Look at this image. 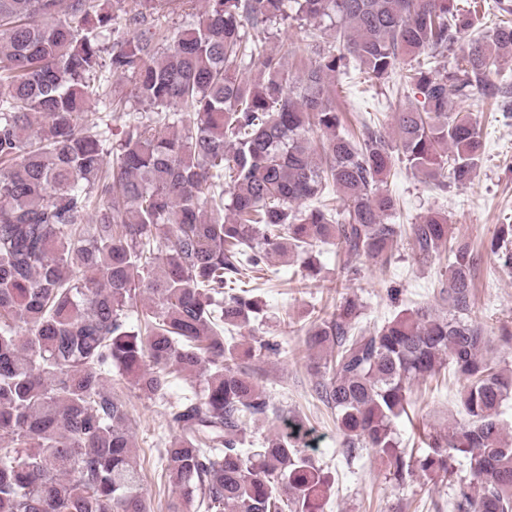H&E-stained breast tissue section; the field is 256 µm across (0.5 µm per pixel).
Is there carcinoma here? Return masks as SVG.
Here are the masks:
<instances>
[{
  "label": "carcinoma",
  "instance_id": "cac0c4a2",
  "mask_svg": "<svg viewBox=\"0 0 512 512\" xmlns=\"http://www.w3.org/2000/svg\"><path fill=\"white\" fill-rule=\"evenodd\" d=\"M195 2L0 0V512H150L126 404L103 389L114 369L153 401L173 377L206 374L169 404L167 512H322L329 476L298 447L303 419L239 365L280 344L243 351L233 333L262 312L250 274L294 252L317 275L326 244L341 292L303 346L346 456L371 450L400 484L461 465L451 512H512V368L495 356L512 337L473 310L479 253L445 217L389 223L397 200L382 188L396 167L443 188L473 181L482 138L453 105L480 85L512 111V89L486 83L512 57V0L484 34L459 0H205L193 24L170 28ZM288 19L334 30L335 46L289 69L292 47L269 53L259 38ZM445 53L448 68L431 66ZM354 71L420 96L393 113L395 138L346 128L336 76ZM114 76L149 106L116 145L109 115L88 111H125ZM404 237L422 260L447 249L448 313L363 326L351 276L391 263ZM490 253L512 270V224ZM443 369L462 378L465 420L414 461L394 422ZM271 415L279 425L243 447Z\"/></svg>",
  "mask_w": 512,
  "mask_h": 512
}]
</instances>
